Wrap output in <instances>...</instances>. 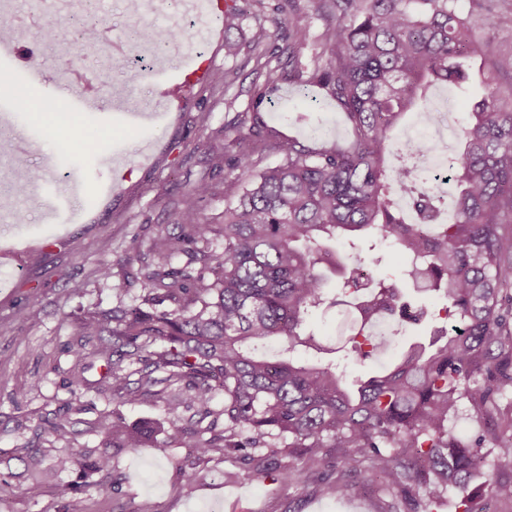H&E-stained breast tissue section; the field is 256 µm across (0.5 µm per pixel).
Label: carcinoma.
Returning a JSON list of instances; mask_svg holds the SVG:
<instances>
[{
    "label": "carcinoma",
    "mask_w": 512,
    "mask_h": 512,
    "mask_svg": "<svg viewBox=\"0 0 512 512\" xmlns=\"http://www.w3.org/2000/svg\"><path fill=\"white\" fill-rule=\"evenodd\" d=\"M471 2L466 16L459 0L316 4L336 20L325 26L299 92L326 90L352 129L350 146L313 151L284 139L274 146L281 162L258 173L241 152L220 227L202 222L198 202L209 185L193 186L176 212L180 234L159 231L145 253L135 238L116 260L123 269L138 265L113 288L123 293L135 279L140 303L85 312L68 347L79 366L87 345L102 342L97 353L107 356L108 370L105 381L68 380L71 393L77 386L110 391L131 404L157 394L156 373L165 372L193 391L201 418L224 417L223 433L207 437L180 423L176 392L166 398V427L103 413L97 448L71 446L63 459L77 474L75 492L115 484V448H177L189 437L197 460L232 454L252 464L251 477L275 470L296 487L320 478L335 497H359L374 484L389 497L384 512H477L485 496L512 506V480L475 484L491 468L512 467V101H502V88L512 92V48L491 56L471 39L476 28L512 24V0H490L487 9ZM237 24L229 5L227 56L238 51L227 37ZM477 73L485 94L458 130L456 193L442 223L441 199L414 175L435 146L406 140L405 164L392 167L388 133L425 107L434 87L464 90ZM403 198L412 220L399 206ZM367 235L391 241L410 264L359 280L334 244L352 248ZM181 255L187 261L174 265ZM331 275L340 283L334 296L325 288ZM402 279L444 300L439 313L450 328L435 329L427 343L375 330L397 320ZM336 306L343 307L340 346L303 332L311 312ZM391 348L394 360L365 379L342 358L322 359L344 350L363 366ZM217 391L224 406L216 411ZM464 402L481 422L474 434L454 430ZM17 428L32 440L15 458L33 481H48L54 467L35 442H71L70 421L57 415ZM292 454L295 463L281 464Z\"/></svg>",
    "instance_id": "1"
}]
</instances>
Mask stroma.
I'll return each mask as SVG.
<instances>
[{
	"label": "stroma",
	"mask_w": 512,
	"mask_h": 512,
	"mask_svg": "<svg viewBox=\"0 0 512 512\" xmlns=\"http://www.w3.org/2000/svg\"><path fill=\"white\" fill-rule=\"evenodd\" d=\"M237 4L240 26L232 32L215 28L203 38L190 25L175 55L158 53L151 69L97 67L79 52L84 27L98 20L108 26L115 45L132 40L147 21L178 9L180 0H154L151 18H142L138 0H69L65 11L51 0H14L20 17L5 36L20 49L24 60L40 58L44 82L31 90V101L51 100L63 76L91 69L90 85H77L76 95L92 97L97 110L68 113L64 124L50 127L30 112L10 113L9 135L25 130L37 146L23 149L0 135V245L11 242L12 252L0 257V512H383L384 498L369 492L357 499H337L324 484L305 487L281 483L276 472L249 478L250 467L236 458L195 461L190 445L159 451L123 449L115 456L118 489L91 495L72 489L76 475L60 471L53 484L28 486L24 465L13 450L23 436L18 421L37 423L61 406H69L73 422L71 444L41 441L43 453L61 457L69 447L93 448L102 413L113 412L133 422L165 419L163 396H145L136 404L111 395L83 391L72 395L63 385L74 369L69 343L76 340L83 313L98 307L131 305L141 293L131 285L116 293L102 277L103 260H116L133 238L150 242L158 229L176 231L175 213L184 192L201 182L210 192L199 207L206 222L224 219V204L235 173L219 163L225 137L237 131L251 134L254 170L280 162L273 142L293 137L319 148L348 144L352 131L332 101L301 97L288 74L310 67L319 50L327 18L311 0L292 10L289 0H221ZM284 24L263 52L250 44L257 25ZM56 24L54 48H44L43 24ZM303 29L304 45L288 37L289 28ZM239 42L237 55L224 54L225 39ZM209 61L223 74L220 84L186 83L194 62ZM283 74L266 85L267 71ZM184 87L190 106L166 112L158 102L162 87ZM149 113L148 121L127 123L111 116L115 100ZM96 149H87L88 141ZM121 157L124 179H115L111 158ZM42 174L25 196L15 187L30 171ZM54 193L65 203L49 214L43 199ZM197 464L200 480L193 495L181 490L180 471Z\"/></svg>",
	"instance_id": "35a3bbf8"
}]
</instances>
